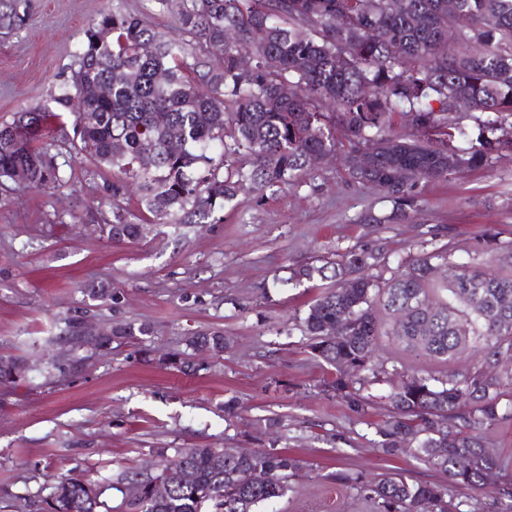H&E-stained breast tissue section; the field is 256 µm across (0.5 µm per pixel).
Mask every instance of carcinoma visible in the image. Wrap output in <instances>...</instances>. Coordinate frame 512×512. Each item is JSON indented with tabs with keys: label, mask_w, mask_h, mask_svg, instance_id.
Returning a JSON list of instances; mask_svg holds the SVG:
<instances>
[{
	"label": "carcinoma",
	"mask_w": 512,
	"mask_h": 512,
	"mask_svg": "<svg viewBox=\"0 0 512 512\" xmlns=\"http://www.w3.org/2000/svg\"><path fill=\"white\" fill-rule=\"evenodd\" d=\"M27 0H0V33H16ZM468 25L451 55L437 52L458 16ZM263 49L252 71L239 67L252 34ZM196 42L220 58L203 83L193 77L187 46ZM152 46L142 53L144 44ZM459 99L469 104L478 134L449 119ZM75 113L77 153L98 168H116L125 180L105 191L120 195L130 180L140 204L174 224L206 222L244 188L278 191L311 168L314 154L349 144L347 173L361 186L378 185L394 203L376 223L406 221L420 182L444 180L488 167L512 151V0H181L178 34L148 27L136 14L104 12L85 30L73 55L70 82L54 98ZM54 108V109H56ZM47 105L28 106L0 124V182L44 191L66 180L43 138L56 118ZM400 114L426 130L425 142L394 129ZM153 155L144 167L141 156ZM459 157L456 166L448 157ZM114 241H134L143 225L121 209L107 222ZM370 251L350 248L333 267L336 283L309 306L303 320L315 356L337 369L331 387L360 412L370 395L360 386L379 338L394 336L403 351L427 363L453 365L472 351L483 357L464 373L415 374L385 395L388 418L378 446L388 455L408 451L446 473L458 488L485 485V472L505 468L484 453L487 431L512 420V241L478 267L459 263L450 248L402 261L387 279L366 271ZM325 266H305L288 281L327 278ZM146 326L115 325L95 347L146 335ZM194 352L218 355L222 331L203 329L188 339ZM17 360L0 363V385L16 383ZM466 401H459L460 396ZM160 450L162 468L192 471L157 499L162 474L131 473L142 493L129 512H262L288 492L299 461L274 449L223 456L217 448ZM97 484L61 475L49 486L41 512H101ZM380 512H452L447 489L413 483L400 474L367 484Z\"/></svg>",
	"instance_id": "carcinoma-1"
}]
</instances>
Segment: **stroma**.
<instances>
[{
	"label": "stroma",
	"mask_w": 512,
	"mask_h": 512,
	"mask_svg": "<svg viewBox=\"0 0 512 512\" xmlns=\"http://www.w3.org/2000/svg\"><path fill=\"white\" fill-rule=\"evenodd\" d=\"M178 4L146 0H28V23L0 35V123L36 104H51L71 77L87 25L106 11L136 13L161 32L176 27ZM72 117L44 138L64 162L55 193L0 186V358L25 366L0 388V512H37L53 476L72 472L97 483L118 512L129 495L123 471L156 470L161 448H240L288 452L301 464L275 512H378L340 473L446 487L458 512H505L501 477L486 489L453 486L413 454L375 445L384 401L400 367L423 369L397 344L383 347L387 379L367 385L373 404L354 412L325 383L334 367L315 359L300 326L325 280L289 284L294 269L335 262L352 247L372 251L390 272L410 255L457 245L478 261L512 240V154L488 168L416 187L417 212L387 222L393 209L377 187L353 184L345 148L317 162L300 185L277 193L242 192L204 224H172L142 210L136 195L112 198L107 171L72 148ZM137 214L146 230L134 242L100 232L114 205ZM73 318L110 329L131 323L146 335L96 350L70 333ZM205 328L229 341L223 356L198 359L194 372L168 368ZM238 416L224 419V404ZM280 422L269 431L267 419Z\"/></svg>",
	"instance_id": "1"
}]
</instances>
